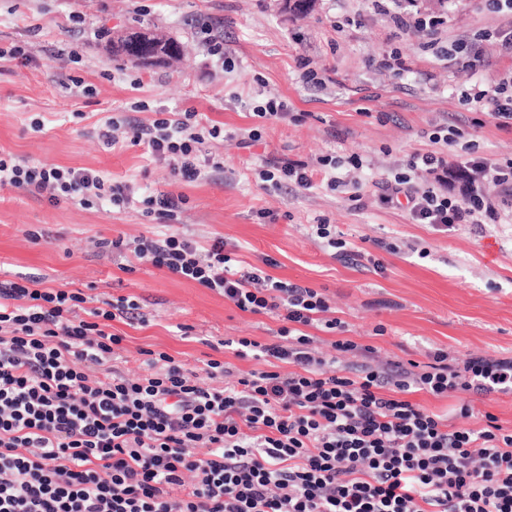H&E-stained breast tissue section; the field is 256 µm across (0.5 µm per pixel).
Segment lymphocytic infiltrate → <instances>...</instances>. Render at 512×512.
Segmentation results:
<instances>
[{
	"mask_svg": "<svg viewBox=\"0 0 512 512\" xmlns=\"http://www.w3.org/2000/svg\"><path fill=\"white\" fill-rule=\"evenodd\" d=\"M463 101L491 105L492 118L512 124L507 82ZM220 134L191 110L149 124L113 116L95 130L108 148L146 144L181 183L223 170L201 157ZM335 164L326 156L312 165L268 161L257 174L308 190ZM467 165L474 182L457 200L431 179H412L447 170L444 151L413 153L405 173L378 182V200L440 232L498 223V198L477 184L512 197V160ZM0 187L53 205L130 202L127 186L96 172L10 154H0ZM133 254L240 311L281 318L279 343L234 342L237 357L275 360L278 370L221 386L223 362L208 361L200 373L160 352L147 359L148 374L130 377L117 366L122 338L107 324L136 319V301L119 297L82 314V291L0 279V512H512V427L490 413L481 429L464 424L473 414L469 392L512 391L511 359L459 366L439 348L418 371L379 359L375 347L345 338L323 293L241 266L220 238L202 244L164 233L138 239ZM317 324L342 334L332 356L314 348L307 329ZM355 353L363 363H341ZM414 389L460 394L455 423L408 401Z\"/></svg>",
	"mask_w": 512,
	"mask_h": 512,
	"instance_id": "1",
	"label": "lymphocytic infiltrate"
}]
</instances>
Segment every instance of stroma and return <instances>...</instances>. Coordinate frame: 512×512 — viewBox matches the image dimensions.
Listing matches in <instances>:
<instances>
[{"label": "stroma", "mask_w": 512, "mask_h": 512, "mask_svg": "<svg viewBox=\"0 0 512 512\" xmlns=\"http://www.w3.org/2000/svg\"><path fill=\"white\" fill-rule=\"evenodd\" d=\"M282 4L0 0V47L23 46L35 58L29 65L0 60V152L104 174L128 185L132 197L121 208L102 201L87 209L0 188V277L81 290L91 308L121 296L139 302L144 321L116 319L109 327L123 338L120 367L128 375L143 373L147 349L199 369L223 361L235 377L256 369L258 361L236 357L224 342L273 343L277 319L240 311L195 282L103 247L164 233V220L147 215L144 201L173 191L186 199L176 232L202 243L224 237L244 266L275 260L271 275L327 296L348 339L420 364L435 348L461 361L512 358V200L501 203L500 223L442 233L380 204L374 185L401 171L410 154L433 150L432 133L455 127L469 135L449 143V156L512 159V125L462 102L470 88L512 76V50L502 44L512 13L491 0H448L442 25L422 36L396 27L372 0H316L304 17ZM96 28L156 30L185 42L188 54L169 67L144 68L114 55L106 40L86 39ZM206 28L223 35L230 69L207 53ZM307 72L317 84L304 82ZM72 77L91 94L63 88ZM271 96L287 101L289 118H254L253 106ZM189 109L228 132L260 127L262 137L248 148L209 142L205 152L223 160V171L177 184L146 146L106 149L93 135L108 116L147 124L157 113ZM326 155L339 160L337 176L361 185L362 207L342 187L274 190L255 175L266 159L313 163ZM356 157L362 169L352 168ZM323 221L356 247L381 241L375 255L385 272L333 256L310 234ZM30 230L43 240L29 242ZM390 244L398 253L387 252ZM380 324L386 332L378 336Z\"/></svg>", "instance_id": "1"}]
</instances>
